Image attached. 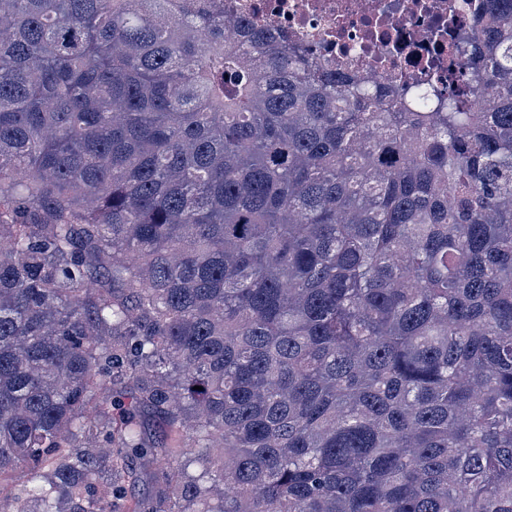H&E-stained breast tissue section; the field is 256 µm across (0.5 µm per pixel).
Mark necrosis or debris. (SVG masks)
Here are the masks:
<instances>
[{
  "instance_id": "4bbe7bcc",
  "label": "necrosis or debris",
  "mask_w": 512,
  "mask_h": 512,
  "mask_svg": "<svg viewBox=\"0 0 512 512\" xmlns=\"http://www.w3.org/2000/svg\"><path fill=\"white\" fill-rule=\"evenodd\" d=\"M485 0H224V15L287 38L369 88L447 92L448 47Z\"/></svg>"
}]
</instances>
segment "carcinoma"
Masks as SVG:
<instances>
[{"label": "carcinoma", "mask_w": 512, "mask_h": 512, "mask_svg": "<svg viewBox=\"0 0 512 512\" xmlns=\"http://www.w3.org/2000/svg\"><path fill=\"white\" fill-rule=\"evenodd\" d=\"M241 31L0 0L7 512H512V0L432 108Z\"/></svg>", "instance_id": "obj_1"}]
</instances>
